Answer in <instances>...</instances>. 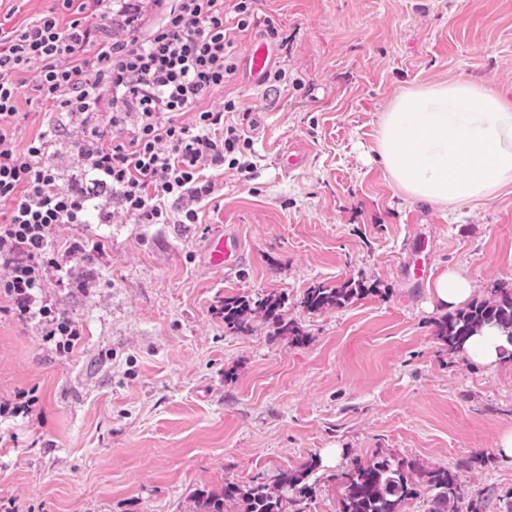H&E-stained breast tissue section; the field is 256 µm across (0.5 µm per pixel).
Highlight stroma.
<instances>
[{
	"instance_id": "35a3bbf8",
	"label": "stroma",
	"mask_w": 512,
	"mask_h": 512,
	"mask_svg": "<svg viewBox=\"0 0 512 512\" xmlns=\"http://www.w3.org/2000/svg\"><path fill=\"white\" fill-rule=\"evenodd\" d=\"M287 37L270 44L277 86L253 84L257 27L235 41L237 70L205 109L252 113L250 178L213 172L217 198L196 224H65L59 249L85 246L48 300L81 343L61 360L35 324L0 313V401L29 392L32 413L0 420V505L17 512H193L225 481L273 482L322 457L307 512H338L336 474L393 454L431 469L472 458L461 480L500 512L512 492V357L489 368L434 334L445 308L410 268L467 277L473 298L512 288V186L448 210L413 204L373 149L402 90L465 78L512 91V0H262ZM242 244L232 273L206 265L216 226ZM102 250H93V243ZM378 292L304 311L316 284ZM277 293L303 344L253 315L224 332V297ZM338 456L326 461L327 449Z\"/></svg>"
}]
</instances>
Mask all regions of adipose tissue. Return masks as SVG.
<instances>
[{"mask_svg": "<svg viewBox=\"0 0 512 512\" xmlns=\"http://www.w3.org/2000/svg\"><path fill=\"white\" fill-rule=\"evenodd\" d=\"M374 150L391 183L412 202L457 206L512 185V101L500 88L453 80L401 91L383 112ZM440 306H464L470 282L447 270L430 284ZM512 342L495 329L472 336L466 355L497 367Z\"/></svg>", "mask_w": 512, "mask_h": 512, "instance_id": "adipose-tissue-1", "label": "adipose tissue"}]
</instances>
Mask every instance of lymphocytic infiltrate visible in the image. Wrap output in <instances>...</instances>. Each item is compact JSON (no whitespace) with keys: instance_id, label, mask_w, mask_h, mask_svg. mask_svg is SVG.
Here are the masks:
<instances>
[{"instance_id":"f902f5d3","label":"lymphocytic infiltrate","mask_w":512,"mask_h":512,"mask_svg":"<svg viewBox=\"0 0 512 512\" xmlns=\"http://www.w3.org/2000/svg\"><path fill=\"white\" fill-rule=\"evenodd\" d=\"M260 0H55L27 24L0 29V300L35 323L61 358L81 340L44 295L64 224H195L214 200L208 168L249 176V111L201 100L236 70L238 33L262 22ZM55 122L25 146L13 131L21 103ZM64 137L77 166L50 154Z\"/></svg>"}]
</instances>
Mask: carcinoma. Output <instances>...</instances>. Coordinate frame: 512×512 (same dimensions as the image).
<instances>
[{"label":"carcinoma","mask_w":512,"mask_h":512,"mask_svg":"<svg viewBox=\"0 0 512 512\" xmlns=\"http://www.w3.org/2000/svg\"><path fill=\"white\" fill-rule=\"evenodd\" d=\"M375 292L377 289L365 281L350 278L335 286L319 284L307 289L300 306L320 313L344 308ZM283 305L274 294L255 302L228 296L221 308L224 332L233 336L247 333L249 317L260 312L298 342L302 332L293 321L284 319L280 313ZM486 327L496 328L512 342V289L498 288L491 297L441 317L435 322V336L448 350L460 352L470 337ZM472 462L463 458L450 468L424 470L418 462L398 456L377 453L368 460L356 458L338 475L342 489L338 512H407L408 504L422 495L430 500V512H483L482 495L470 494L460 479V471L471 467ZM320 466V459L311 456L297 467L279 470L271 485L258 480L247 485L226 481L220 493H199L195 512H230L232 507L235 512H284L288 502L298 506L296 512H305L306 505L316 498V483L310 476Z\"/></svg>","instance_id":"obj_1"}]
</instances>
